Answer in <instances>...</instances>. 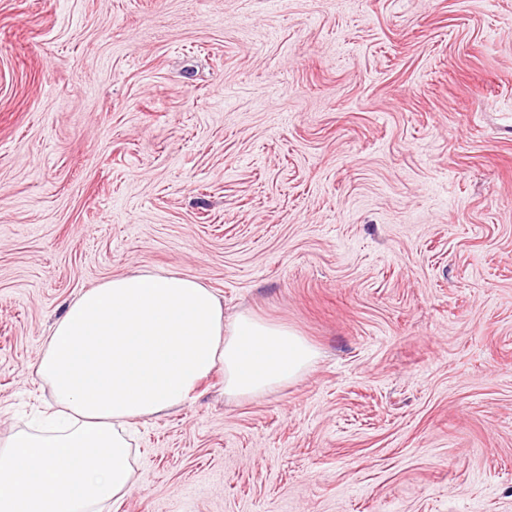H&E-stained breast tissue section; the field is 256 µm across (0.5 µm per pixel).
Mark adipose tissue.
I'll list each match as a JSON object with an SVG mask.
<instances>
[{
    "label": "adipose tissue",
    "instance_id": "obj_1",
    "mask_svg": "<svg viewBox=\"0 0 512 512\" xmlns=\"http://www.w3.org/2000/svg\"><path fill=\"white\" fill-rule=\"evenodd\" d=\"M316 349L248 312L225 321L197 279L119 274L84 290L55 322L34 368L57 406L0 441V512H104L137 483L135 422L184 404L214 372L250 398L307 371Z\"/></svg>",
    "mask_w": 512,
    "mask_h": 512
}]
</instances>
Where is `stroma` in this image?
I'll list each match as a JSON object with an SVG mask.
<instances>
[{
	"label": "stroma",
	"instance_id": "stroma-1",
	"mask_svg": "<svg viewBox=\"0 0 512 512\" xmlns=\"http://www.w3.org/2000/svg\"><path fill=\"white\" fill-rule=\"evenodd\" d=\"M135 271L318 356L139 423L108 512H512V0H0V437Z\"/></svg>",
	"mask_w": 512,
	"mask_h": 512
}]
</instances>
